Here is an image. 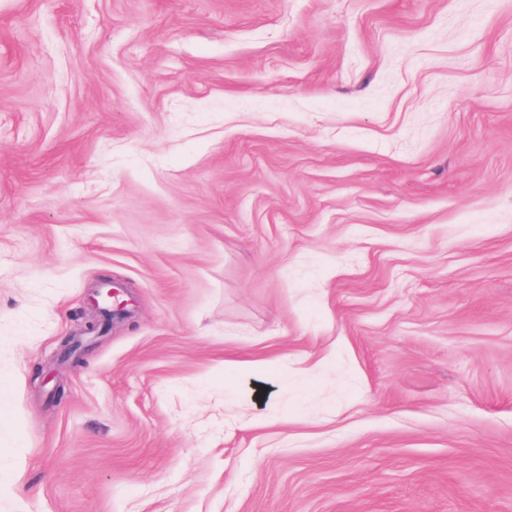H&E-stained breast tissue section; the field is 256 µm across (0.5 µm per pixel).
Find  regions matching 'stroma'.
Returning <instances> with one entry per match:
<instances>
[{"instance_id": "35a3bbf8", "label": "stroma", "mask_w": 512, "mask_h": 512, "mask_svg": "<svg viewBox=\"0 0 512 512\" xmlns=\"http://www.w3.org/2000/svg\"><path fill=\"white\" fill-rule=\"evenodd\" d=\"M0 512H512V0H0ZM121 288L113 286L110 280H103L100 285L93 289L89 297V302L94 311H98L101 316L109 318L110 323L106 324L108 328L112 324V319H124L128 314L127 303L114 304L113 299L118 296Z\"/></svg>"}]
</instances>
